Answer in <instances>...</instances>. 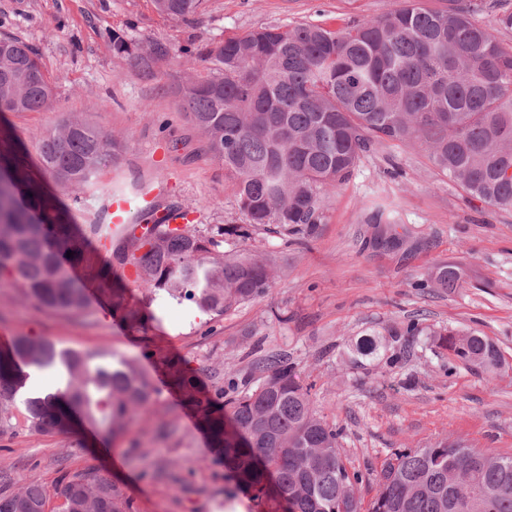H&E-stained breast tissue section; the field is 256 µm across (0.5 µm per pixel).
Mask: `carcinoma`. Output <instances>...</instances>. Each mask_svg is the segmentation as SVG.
Listing matches in <instances>:
<instances>
[{"label": "carcinoma", "instance_id": "cac0c4a2", "mask_svg": "<svg viewBox=\"0 0 512 512\" xmlns=\"http://www.w3.org/2000/svg\"><path fill=\"white\" fill-rule=\"evenodd\" d=\"M173 19L195 14L203 0H152ZM428 9L403 0L374 19L338 28L301 23L228 36L193 54L212 68L187 67L178 85L182 107L206 140L211 158L234 184L244 224L205 236L185 224L172 228L147 214L113 250L119 264L132 258L151 298L194 304L222 316L272 288L277 257L245 249L219 251L220 238L246 241L251 228L300 234L324 220L319 199L335 191L374 145L416 141L435 169L471 197L512 210V12L495 26L479 23L487 0H446ZM51 84L37 56L17 38L0 36V111L48 108ZM127 143L89 121L64 117L40 140L45 172L65 188L92 187L121 160ZM110 224L60 234L54 206L10 167L0 166V288H15L36 308L69 315L86 308L84 289L69 261L86 260L83 241L114 242ZM73 252L67 257V252ZM436 287L461 286V271L442 265ZM112 309L134 322L139 312L112 289ZM440 346L469 366L496 370L497 345L475 333L446 332ZM383 338L356 345L367 357L387 349ZM105 353L59 349L48 339L20 335L0 350V435L14 429L22 366L60 365L64 387L29 397L22 412L39 434L74 423L113 438L126 433L154 400L155 390L135 362H102ZM255 385L200 397L195 380L170 365L174 385L197 412L213 448L224 457V478L248 496L252 512H512V454H492L459 442L393 450L376 478L368 504L356 496L359 473L348 470L341 430L314 409L285 358L255 366ZM133 512L122 490L88 467L61 479L53 491L39 484L0 485V512Z\"/></svg>", "mask_w": 512, "mask_h": 512}]
</instances>
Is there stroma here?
Wrapping results in <instances>:
<instances>
[{"instance_id": "35a3bbf8", "label": "stroma", "mask_w": 512, "mask_h": 512, "mask_svg": "<svg viewBox=\"0 0 512 512\" xmlns=\"http://www.w3.org/2000/svg\"><path fill=\"white\" fill-rule=\"evenodd\" d=\"M394 0H204L187 20L160 15L151 0H0V34L29 44L53 89L41 112H0V161L35 182L70 228L97 221L113 187L145 189L159 203L193 211L209 235L241 224L224 168L205 152L204 138L179 108L183 76L176 56L187 42L215 44L230 34L298 23L335 27L379 16ZM122 32L139 57L116 54L108 37ZM166 57L143 64L153 44ZM87 118L123 134L120 164L98 187L74 191L43 174L42 134L60 115ZM185 146L172 150L173 141ZM321 224L283 236L260 227L247 245L277 256L279 275L263 297L220 317L151 300L139 284L123 286L141 321L125 332L94 307L71 315L36 310L12 288H0V329L40 336L57 347L105 348L146 373L177 363L205 394L253 383V365L287 358L311 389L317 412L341 429L349 470L362 474V500L391 452L436 441H462L512 453V211L468 196L438 174L417 142L383 143L361 159L348 181L320 199ZM395 223L398 244L382 243L370 223L376 207ZM459 265L461 288L429 286L435 268ZM415 334H407V326ZM475 331L493 340L500 369L463 365L438 348L437 332ZM394 336L390 349L353 360L362 338ZM124 436L42 435L24 426L0 436V477L12 487H53L63 475L92 466L115 482L134 512H248L244 498L224 496V463L188 423L189 407L171 381Z\"/></svg>"}]
</instances>
